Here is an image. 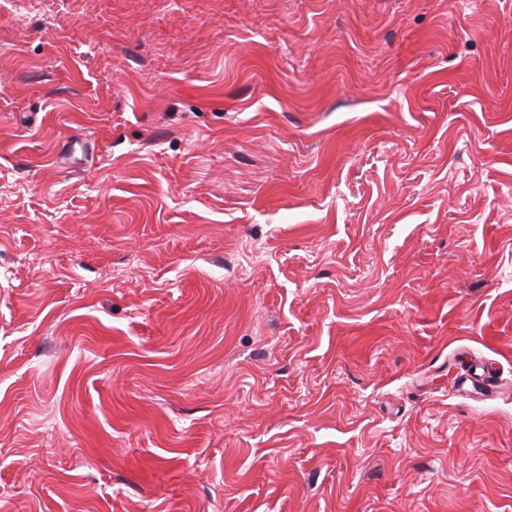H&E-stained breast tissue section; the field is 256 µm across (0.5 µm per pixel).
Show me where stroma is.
I'll return each mask as SVG.
<instances>
[{"mask_svg":"<svg viewBox=\"0 0 512 512\" xmlns=\"http://www.w3.org/2000/svg\"><path fill=\"white\" fill-rule=\"evenodd\" d=\"M0 512H512V0H0Z\"/></svg>","mask_w":512,"mask_h":512,"instance_id":"stroma-1","label":"stroma"}]
</instances>
